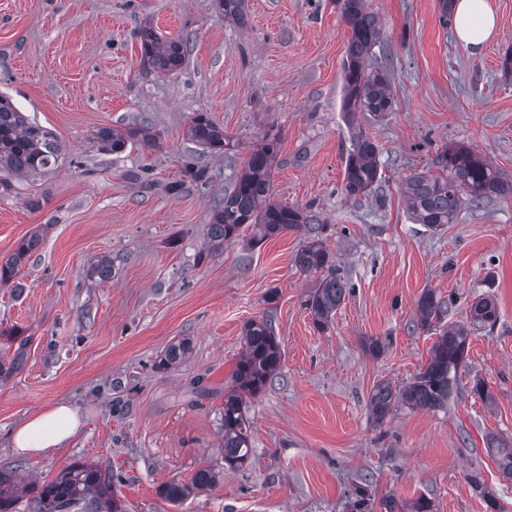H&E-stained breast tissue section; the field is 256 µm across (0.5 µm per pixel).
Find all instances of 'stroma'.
<instances>
[{"label": "stroma", "mask_w": 512, "mask_h": 512, "mask_svg": "<svg viewBox=\"0 0 512 512\" xmlns=\"http://www.w3.org/2000/svg\"><path fill=\"white\" fill-rule=\"evenodd\" d=\"M490 4L499 26L477 51L441 25L438 0H369L383 30L371 63L386 70L394 105L357 117L379 146L382 184L353 202L341 192L350 29L336 0H250L244 28L215 0H0V93L63 146L58 165L0 191V259L48 228L18 285H0V349L10 332L26 340L22 366L0 380V469L40 483L75 461L97 464L124 512H353L360 487L375 503L423 495L434 512H488L492 497L512 512V480L487 452L489 435L512 441V199L431 233L402 194L447 144L512 173V0ZM146 22L191 37L180 70L143 67ZM196 112L231 149L189 140ZM139 125L152 144L117 155L92 142L99 128ZM271 125L281 139L272 198L320 208L351 286L323 330L304 304L316 279L294 265L299 234L254 244L247 229L199 258L214 206ZM103 255L106 281L88 274ZM428 289L456 295L450 321L480 297L493 298L498 321L471 335L445 408L403 407L376 425L373 387H402L429 360L437 335L416 317ZM253 319L271 321L281 368L249 403L252 456L231 468L224 391ZM372 337L387 342L377 358L363 348ZM180 339L184 360L158 367ZM476 378L490 399L472 393ZM60 402L78 410V434L44 455L16 452L11 431ZM202 468L219 473L214 488L175 507L160 497Z\"/></svg>", "instance_id": "35a3bbf8"}]
</instances>
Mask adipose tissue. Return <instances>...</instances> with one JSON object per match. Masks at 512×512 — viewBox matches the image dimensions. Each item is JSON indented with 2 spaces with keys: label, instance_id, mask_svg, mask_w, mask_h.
Segmentation results:
<instances>
[{
  "label": "adipose tissue",
  "instance_id": "obj_1",
  "mask_svg": "<svg viewBox=\"0 0 512 512\" xmlns=\"http://www.w3.org/2000/svg\"><path fill=\"white\" fill-rule=\"evenodd\" d=\"M455 33L472 48H482L493 35L497 19L489 0H456ZM81 427L78 411L56 404L26 419L11 434V445L19 453L42 455L71 440Z\"/></svg>",
  "mask_w": 512,
  "mask_h": 512
}]
</instances>
